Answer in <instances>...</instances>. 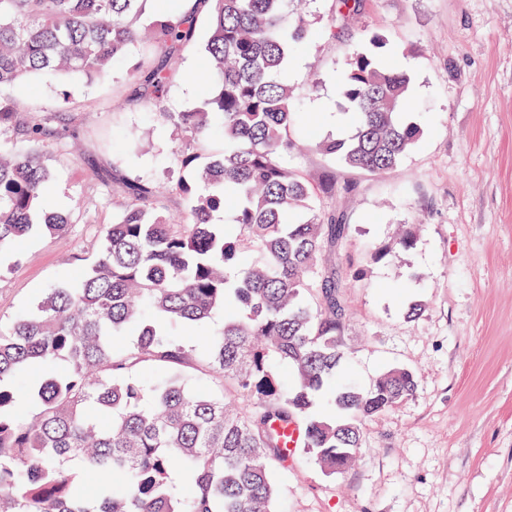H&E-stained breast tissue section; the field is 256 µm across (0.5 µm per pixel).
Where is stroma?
<instances>
[{"label": "stroma", "instance_id": "35a3bbf8", "mask_svg": "<svg viewBox=\"0 0 512 512\" xmlns=\"http://www.w3.org/2000/svg\"><path fill=\"white\" fill-rule=\"evenodd\" d=\"M311 37L289 81L300 108L291 165L349 227L325 244L319 265L335 277L345 309L343 376L369 386L383 371L411 369L417 390L368 420L352 465L328 475L306 455L274 465L280 512H512V0H361L350 21L334 0H310ZM385 34L389 65L411 78L423 136L380 176L335 163L316 144L349 130L340 82L364 32ZM206 24L175 56L163 100L183 112L207 95ZM130 65L99 80L40 76L0 89L34 111L60 110L78 155L49 149L51 196L73 206L68 232L35 233L0 253V323L28 312L70 278L101 225L112 220L106 183L166 182L180 142L159 124ZM404 224L409 249L372 261ZM364 268L363 279L351 272ZM422 307L408 317L410 305Z\"/></svg>", "mask_w": 512, "mask_h": 512}]
</instances>
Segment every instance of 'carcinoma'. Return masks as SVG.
<instances>
[{"label":"carcinoma","mask_w":512,"mask_h":512,"mask_svg":"<svg viewBox=\"0 0 512 512\" xmlns=\"http://www.w3.org/2000/svg\"><path fill=\"white\" fill-rule=\"evenodd\" d=\"M144 2L0 0V87L49 73L96 80L137 49L145 98L183 134L180 177L111 189L119 214L101 227L95 260L0 326V512H276L281 429L298 427L302 452L334 475L362 448L364 424L417 387L405 367L366 390L336 385L344 307L318 260L348 227L288 165L287 62L311 36L306 16L288 21L286 0H208L198 79L212 92L199 109L166 112L167 63L199 18L160 12L141 27ZM386 47L367 35L352 54L341 107L355 131L319 142L369 176L395 169L423 134L407 117L410 79L384 61ZM158 55L165 63L152 64ZM63 131L62 113L0 99V134L28 145L0 154V251L36 228L66 234L46 163ZM215 132L224 152L203 164L200 144ZM171 197L187 202L175 218ZM227 208L232 224L214 223ZM414 241L409 225L370 259ZM248 250L258 262L242 266ZM220 311L224 323L196 348L170 332ZM123 336L132 341L119 347ZM206 373L222 375L221 390L204 388ZM325 394L337 413L318 411Z\"/></svg>","instance_id":"cac0c4a2"}]
</instances>
